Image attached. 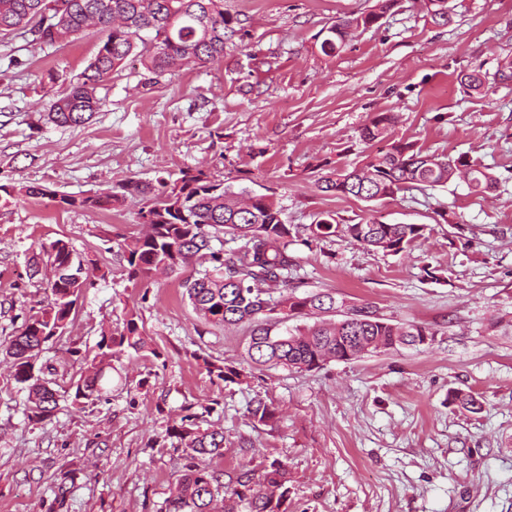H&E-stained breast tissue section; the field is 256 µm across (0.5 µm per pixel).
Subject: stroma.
I'll return each mask as SVG.
<instances>
[{"label":"stroma","instance_id":"35a3bbf8","mask_svg":"<svg viewBox=\"0 0 512 512\" xmlns=\"http://www.w3.org/2000/svg\"><path fill=\"white\" fill-rule=\"evenodd\" d=\"M376 2L224 0L236 34L222 60L155 84L129 64L100 89L93 120L73 128L42 117L47 75L77 78L97 37L64 47L24 30L0 37V184L104 196L200 169L270 196L291 225L327 212L343 224L430 225L397 256L342 235L297 242L288 284L435 333L426 345L312 372L256 365L226 383L207 366L242 364L248 326L200 321L183 287L189 269L136 284L123 272L115 247L145 233L146 197L62 211L1 193V349L47 303L46 288L26 276L40 243L68 240L96 261L98 277L36 360L62 396L57 411L28 420L27 394L0 361V512H159L188 461L167 431L204 405L212 412L200 429H223L228 442L213 467L283 462L287 512H512V80L496 76L512 58V0H450L448 24L419 0H397L338 54L322 52L324 30ZM475 70L487 80L464 92L457 76ZM378 112L397 115L394 138L466 155L495 187L476 194L457 179L370 203L318 190L312 168L359 162V132ZM427 265L440 281L426 279ZM133 314L144 351L113 358L108 394L74 402L83 354ZM455 391L475 395L479 409L452 403ZM258 398L275 412L268 423L249 418Z\"/></svg>","mask_w":512,"mask_h":512}]
</instances>
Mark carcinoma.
<instances>
[{"label":"carcinoma","mask_w":512,"mask_h":512,"mask_svg":"<svg viewBox=\"0 0 512 512\" xmlns=\"http://www.w3.org/2000/svg\"><path fill=\"white\" fill-rule=\"evenodd\" d=\"M395 0H378L369 13L337 20L327 28L321 50L333 55L344 47L351 30L377 23ZM25 29L34 41L45 46H65L91 33L98 47L80 78L71 82L58 73L48 74L49 83L65 88L52 95L44 120L58 127H79L89 123L101 109L98 88L125 67L129 57L138 59L155 83L166 74L186 67H202L224 57V44L235 30L224 16V0H0V35ZM466 92L478 91L485 77L478 72L458 75ZM393 114L378 113L361 130L369 152L351 169L338 166L327 173L317 172L315 184L322 192L353 196L365 202L393 199L406 190L443 187L463 177L476 192L494 187L487 168L465 156L451 157L424 151L415 143L396 140L390 128ZM161 191L141 212L151 216V233L120 247L123 269L130 282L151 277L163 266L199 269L184 282L185 294L193 310L206 324L250 322L254 324L247 349V363L271 364L311 372L331 360L348 361L368 352L388 351L402 345L417 347L422 337L434 332L421 324H393L369 306H352L355 313L339 322L285 329L271 334L270 325L282 324L304 311H326L337 306L334 294L320 292L299 297L295 292L273 298L274 290L288 287L293 267L291 246L295 244L290 225L281 219L278 203L266 195L245 201L224 183L183 171L173 182L158 181ZM9 197H47L61 210L93 208L94 197L76 198L47 187L0 184ZM308 238L323 240L342 232L366 250L397 256L432 231L427 224L364 223L337 224L328 214L305 226ZM231 235L244 241L237 249L216 248L214 241ZM55 270L47 308L32 316L10 342L5 354L11 360L13 376L27 392L28 419H41L59 405L57 391L33 371L43 345L71 324L75 303L93 287V261L77 253L70 243L58 238L41 244L28 259V276L41 274L44 263ZM146 342L135 317L126 320L115 335L102 333L94 356L86 360L84 374L76 383L75 397L86 400L104 390L102 366L125 350L140 352ZM210 374L226 383H235L243 367L208 365ZM252 420L266 423L274 412L263 400L248 409ZM198 414L181 418L169 429V436L190 450L185 471L160 512H280L288 498L285 465L272 461L261 474L245 466L220 472L211 460L224 456V433L195 428Z\"/></svg>","instance_id":"1"}]
</instances>
